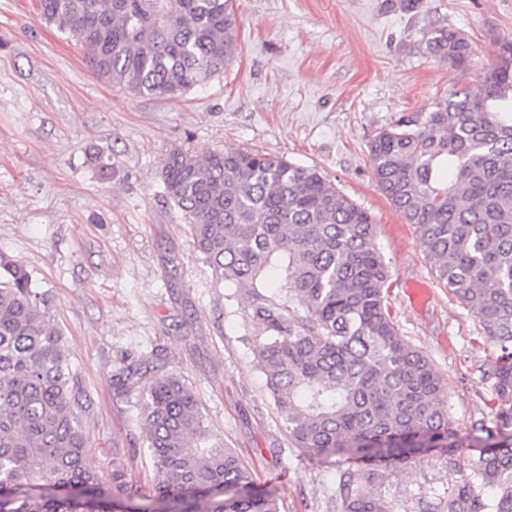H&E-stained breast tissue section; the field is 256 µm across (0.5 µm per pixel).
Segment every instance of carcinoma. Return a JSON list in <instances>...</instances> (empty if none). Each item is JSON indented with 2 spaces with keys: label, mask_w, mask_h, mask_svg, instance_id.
Listing matches in <instances>:
<instances>
[{
  "label": "carcinoma",
  "mask_w": 512,
  "mask_h": 512,
  "mask_svg": "<svg viewBox=\"0 0 512 512\" xmlns=\"http://www.w3.org/2000/svg\"><path fill=\"white\" fill-rule=\"evenodd\" d=\"M38 9L76 38L97 78L138 96L202 86L238 48L231 0H38ZM426 50L456 65L475 55L447 27ZM369 157L437 280L495 342V423L512 430V43L499 45L477 89L382 130ZM161 180L215 280L248 291L249 343L294 447L336 464L341 512H393L385 481L418 449L461 443L442 377L391 316L372 215L317 169L258 151L201 159L175 149ZM293 296L307 316L293 314ZM49 305L26 267L0 256V512H147L140 501L162 504L157 512H281L274 492L248 490L234 451L208 444L192 387L162 371L158 354L117 375L118 387L139 392L152 486L130 485L118 458L110 482L89 469L84 389ZM349 460L363 469L343 467ZM447 512H512L511 445L480 451Z\"/></svg>",
  "instance_id": "carcinoma-1"
}]
</instances>
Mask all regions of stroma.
I'll return each instance as SVG.
<instances>
[{"label":"stroma","mask_w":512,"mask_h":512,"mask_svg":"<svg viewBox=\"0 0 512 512\" xmlns=\"http://www.w3.org/2000/svg\"><path fill=\"white\" fill-rule=\"evenodd\" d=\"M234 60L181 97L135 96L90 71L72 35L36 0H0V254L53 298L52 316L90 409L88 464L113 457L128 481L153 479L137 398L115 374L161 352L195 390L211 442L235 450L282 512H341L337 470L293 447L255 365L248 294L216 283L160 178L169 153L224 149L316 168L374 218L390 271L388 305L403 338L447 383L463 445L419 452L385 485L395 512H446L459 479L494 445L495 345L441 285L414 227L380 193L371 139L435 99L475 87L497 46L512 42V0H232ZM479 48L457 66L430 56L436 27ZM116 172L100 181L89 147Z\"/></svg>","instance_id":"1"}]
</instances>
